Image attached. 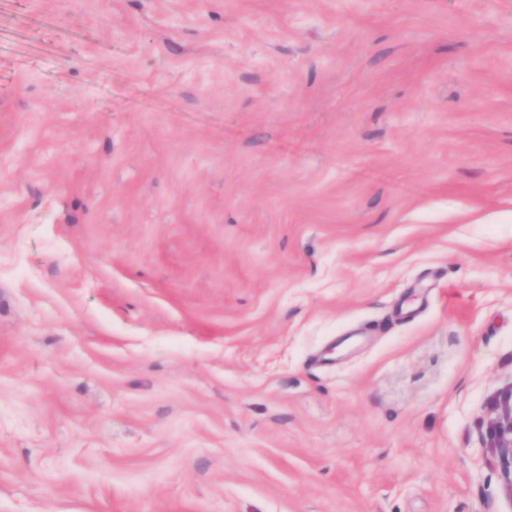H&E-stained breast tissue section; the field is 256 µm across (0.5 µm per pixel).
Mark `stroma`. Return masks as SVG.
Returning <instances> with one entry per match:
<instances>
[{"mask_svg": "<svg viewBox=\"0 0 512 512\" xmlns=\"http://www.w3.org/2000/svg\"><path fill=\"white\" fill-rule=\"evenodd\" d=\"M512 0H0V512H512ZM490 438L500 474L512 493V404H508L490 429Z\"/></svg>", "mask_w": 512, "mask_h": 512, "instance_id": "stroma-1", "label": "stroma"}]
</instances>
